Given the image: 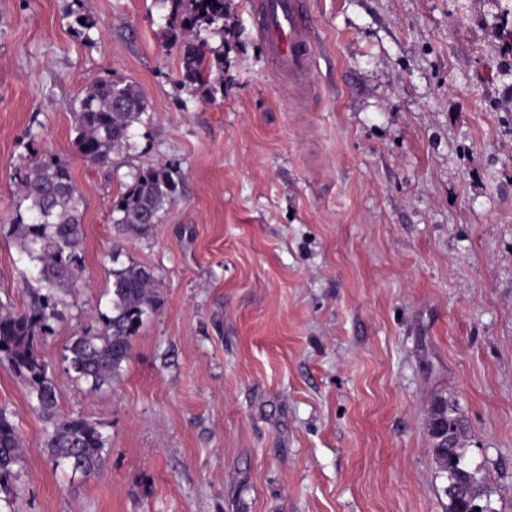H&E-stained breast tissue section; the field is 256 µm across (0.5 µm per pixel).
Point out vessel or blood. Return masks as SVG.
I'll return each instance as SVG.
<instances>
[{"label": "vessel or blood", "mask_w": 512, "mask_h": 512, "mask_svg": "<svg viewBox=\"0 0 512 512\" xmlns=\"http://www.w3.org/2000/svg\"><path fill=\"white\" fill-rule=\"evenodd\" d=\"M259 34L289 89L312 80L315 27L302 0H258Z\"/></svg>", "instance_id": "1"}]
</instances>
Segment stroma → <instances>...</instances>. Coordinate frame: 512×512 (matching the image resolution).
Instances as JSON below:
<instances>
[{
	"label": "stroma",
	"instance_id": "1",
	"mask_svg": "<svg viewBox=\"0 0 512 512\" xmlns=\"http://www.w3.org/2000/svg\"><path fill=\"white\" fill-rule=\"evenodd\" d=\"M227 3L224 92L205 100L154 0H0V224L40 158L69 162L84 269L42 355L60 416L109 440L95 475L55 466L1 365L23 446L11 512H448L438 397L512 512V0H304L316 68L298 94L254 0ZM100 78L148 104L109 167L73 147L72 104ZM157 164L176 200L119 232L115 198ZM117 262L152 269L162 306L92 393L66 348L111 314ZM36 285L0 236V301L23 309Z\"/></svg>",
	"mask_w": 512,
	"mask_h": 512
}]
</instances>
